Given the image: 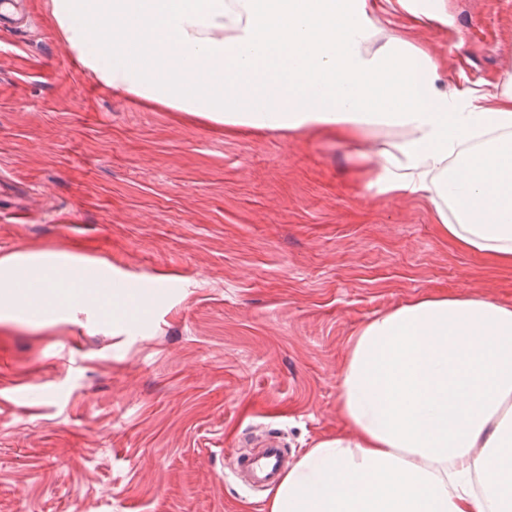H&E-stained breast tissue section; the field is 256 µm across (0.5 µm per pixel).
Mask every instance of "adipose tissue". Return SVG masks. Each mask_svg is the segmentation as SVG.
<instances>
[{
    "label": "adipose tissue",
    "mask_w": 512,
    "mask_h": 512,
    "mask_svg": "<svg viewBox=\"0 0 512 512\" xmlns=\"http://www.w3.org/2000/svg\"><path fill=\"white\" fill-rule=\"evenodd\" d=\"M453 26L448 0H48L82 72L229 133H333L367 188L423 202L442 238L512 269V81L449 85L385 25ZM68 253L0 256V320L133 298ZM344 428L268 490L267 512H512V305L425 294L362 322L339 373Z\"/></svg>",
    "instance_id": "ef3b65f1"
}]
</instances>
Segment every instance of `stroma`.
I'll list each match as a JSON object with an SVG mask.
<instances>
[{
  "instance_id": "obj_1",
  "label": "stroma",
  "mask_w": 512,
  "mask_h": 512,
  "mask_svg": "<svg viewBox=\"0 0 512 512\" xmlns=\"http://www.w3.org/2000/svg\"><path fill=\"white\" fill-rule=\"evenodd\" d=\"M0 30V255L66 251L169 294L0 323V512H266L234 452L289 463L342 428L338 376L364 320L422 294L512 304V270L367 189L353 147L228 134L113 93L46 23ZM423 29L453 82L512 78V0H451Z\"/></svg>"
}]
</instances>
